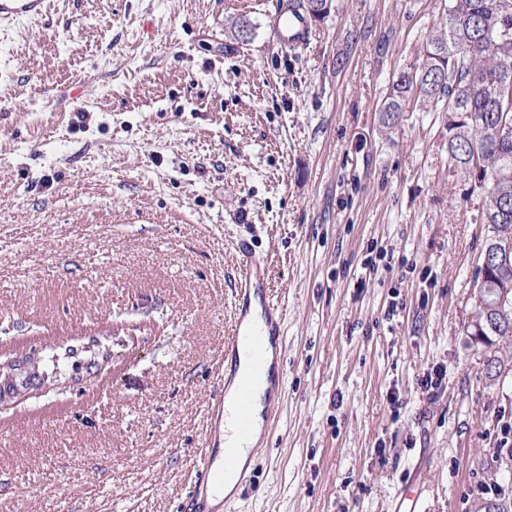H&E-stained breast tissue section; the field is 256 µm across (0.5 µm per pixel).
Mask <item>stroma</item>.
Masks as SVG:
<instances>
[{
  "mask_svg": "<svg viewBox=\"0 0 512 512\" xmlns=\"http://www.w3.org/2000/svg\"><path fill=\"white\" fill-rule=\"evenodd\" d=\"M278 7L47 0L0 31V359L107 335L115 354L0 405V512H183L247 224L288 396L223 512H392L413 471L421 512L512 505V373L487 379L462 331L482 198L446 113L379 112L445 2L333 0L293 50Z\"/></svg>",
  "mask_w": 512,
  "mask_h": 512,
  "instance_id": "1",
  "label": "stroma"
}]
</instances>
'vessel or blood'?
I'll return each mask as SVG.
<instances>
[{"label": "vessel or blood", "mask_w": 512, "mask_h": 512, "mask_svg": "<svg viewBox=\"0 0 512 512\" xmlns=\"http://www.w3.org/2000/svg\"><path fill=\"white\" fill-rule=\"evenodd\" d=\"M44 10L45 0H0V27L39 17ZM306 29L304 18L286 14L278 15L273 24L275 35L284 41L292 34H304ZM236 251L234 313L231 330L224 340V380L238 382L239 393L230 401L225 392H218L210 405L209 418L221 423L226 408L234 407L236 431L246 439L256 431L268 436L276 410L288 393V375L278 362L284 344L286 312L266 288V266L250 239L239 237ZM215 454L212 448L205 451L189 512L214 510Z\"/></svg>", "instance_id": "vessel-or-blood-1"}]
</instances>
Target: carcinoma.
Masks as SVG:
<instances>
[{
	"label": "carcinoma",
	"mask_w": 512,
	"mask_h": 512,
	"mask_svg": "<svg viewBox=\"0 0 512 512\" xmlns=\"http://www.w3.org/2000/svg\"><path fill=\"white\" fill-rule=\"evenodd\" d=\"M332 0H286L281 8L306 20L326 15ZM512 87V0H448L445 22L423 47L418 68L392 84L380 112L382 124L396 125L410 97L431 112L448 113V159L463 174L470 192L482 196L479 215L485 240L476 265L473 290L483 292L487 307L473 306L463 325L471 343L481 338L512 337V292L500 299V285L512 282V109L500 94ZM38 368L8 384L16 390L32 380L62 379L60 357L48 356Z\"/></svg>",
	"instance_id": "obj_1"
}]
</instances>
